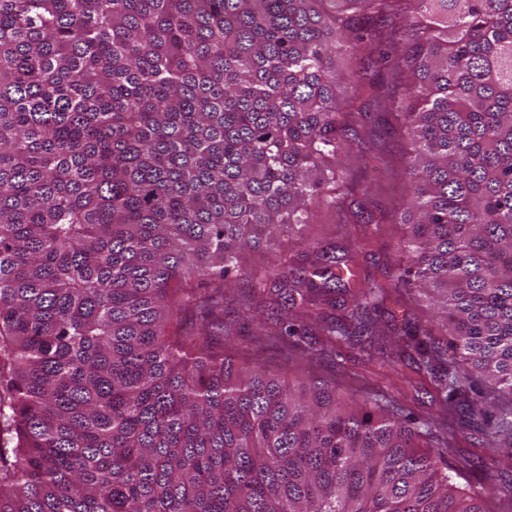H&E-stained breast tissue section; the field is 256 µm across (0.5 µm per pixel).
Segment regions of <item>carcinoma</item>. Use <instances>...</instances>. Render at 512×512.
<instances>
[{"mask_svg":"<svg viewBox=\"0 0 512 512\" xmlns=\"http://www.w3.org/2000/svg\"><path fill=\"white\" fill-rule=\"evenodd\" d=\"M373 106L411 144L403 275L357 282L315 242L245 309L291 314L287 363L424 296L447 335L378 361L430 378L416 427L226 339L242 251L307 226ZM463 420L512 465V0H0V512H489L450 475Z\"/></svg>","mask_w":512,"mask_h":512,"instance_id":"1","label":"carcinoma"}]
</instances>
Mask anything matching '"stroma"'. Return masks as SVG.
Masks as SVG:
<instances>
[{
  "mask_svg": "<svg viewBox=\"0 0 512 512\" xmlns=\"http://www.w3.org/2000/svg\"><path fill=\"white\" fill-rule=\"evenodd\" d=\"M352 122L360 140L351 155L343 158L342 164L357 182V191L333 207L319 199L310 201L308 231L313 238L330 246L336 257L354 254L359 278L372 277L388 284L407 263L406 256L396 249L399 240L407 234L406 225L397 221L406 197L401 171L407 136L398 120L383 123L376 112L355 116ZM283 250L287 251L291 266L304 267L312 260L298 236L283 232L277 234L270 245L244 251L241 263L245 268L261 271ZM247 294L246 282H236L227 293L225 311L232 325L231 340L252 347L259 342L257 327L276 333L284 329L285 324L279 314L264 306L255 317L239 315L238 308ZM375 316L389 332L402 330L407 324L428 328L433 325V311L428 303L404 291L390 295ZM336 351V359L325 358L312 367L300 361L292 363L287 382L293 385L304 382L313 370L335 379L344 393L367 381L378 382V343L342 344ZM403 371L412 380L411 385L404 388L403 404L419 417L439 414V400L429 395L430 381L417 372L413 361H405ZM448 462L473 482L485 475L496 478L508 471L503 460L488 450L485 438L467 427L457 432Z\"/></svg>",
  "mask_w": 512,
  "mask_h": 512,
  "instance_id": "35a3bbf8",
  "label": "stroma"
}]
</instances>
